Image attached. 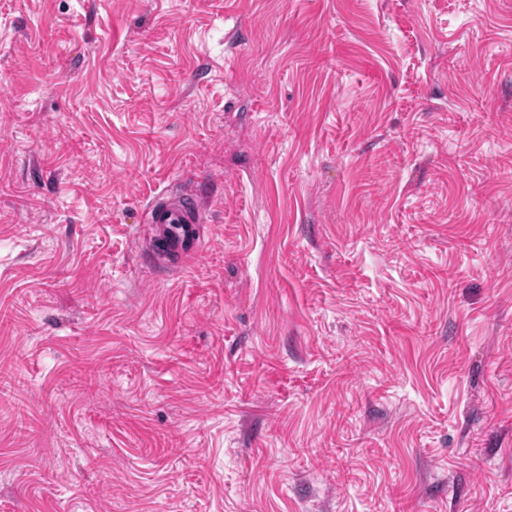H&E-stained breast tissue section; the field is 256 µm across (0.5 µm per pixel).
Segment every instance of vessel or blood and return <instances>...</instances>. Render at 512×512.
I'll return each instance as SVG.
<instances>
[{"label": "vessel or blood", "instance_id": "1", "mask_svg": "<svg viewBox=\"0 0 512 512\" xmlns=\"http://www.w3.org/2000/svg\"><path fill=\"white\" fill-rule=\"evenodd\" d=\"M204 207L203 199L188 189L174 197L156 199L145 222L152 235L160 237L165 248L184 262L200 252L199 225Z\"/></svg>", "mask_w": 512, "mask_h": 512}]
</instances>
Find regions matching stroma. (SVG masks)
Wrapping results in <instances>:
<instances>
[{"label": "stroma", "instance_id": "1", "mask_svg": "<svg viewBox=\"0 0 512 512\" xmlns=\"http://www.w3.org/2000/svg\"><path fill=\"white\" fill-rule=\"evenodd\" d=\"M0 308V512H512V0H0ZM205 204L192 189L174 197H159L148 208L145 224L152 237L159 235L165 248L183 265L200 252L199 226Z\"/></svg>", "mask_w": 512, "mask_h": 512}]
</instances>
